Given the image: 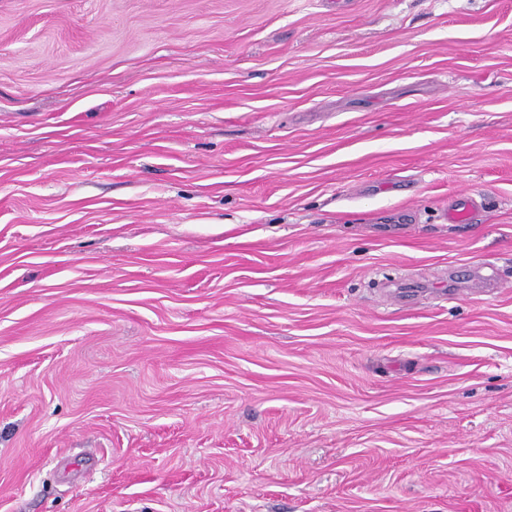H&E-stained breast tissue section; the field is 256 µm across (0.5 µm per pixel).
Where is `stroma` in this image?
Masks as SVG:
<instances>
[{
  "label": "stroma",
  "instance_id": "1",
  "mask_svg": "<svg viewBox=\"0 0 512 512\" xmlns=\"http://www.w3.org/2000/svg\"><path fill=\"white\" fill-rule=\"evenodd\" d=\"M0 512H512V0H0ZM479 207L473 196L455 198L448 209L443 212V219L450 223H464L471 221Z\"/></svg>",
  "mask_w": 512,
  "mask_h": 512
}]
</instances>
